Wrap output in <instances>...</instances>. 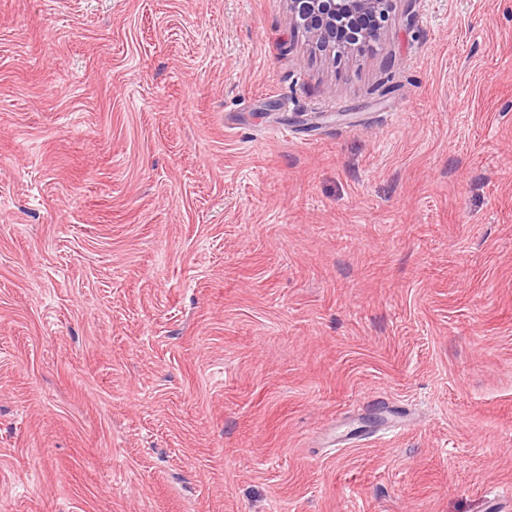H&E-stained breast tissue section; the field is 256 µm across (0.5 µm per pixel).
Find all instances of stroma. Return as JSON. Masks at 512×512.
<instances>
[{
	"instance_id": "obj_1",
	"label": "stroma",
	"mask_w": 512,
	"mask_h": 512,
	"mask_svg": "<svg viewBox=\"0 0 512 512\" xmlns=\"http://www.w3.org/2000/svg\"><path fill=\"white\" fill-rule=\"evenodd\" d=\"M0 512H512V0H0ZM293 24L319 52L335 53L376 40L394 0H287Z\"/></svg>"
}]
</instances>
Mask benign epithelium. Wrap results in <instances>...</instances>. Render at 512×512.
Segmentation results:
<instances>
[{
    "mask_svg": "<svg viewBox=\"0 0 512 512\" xmlns=\"http://www.w3.org/2000/svg\"><path fill=\"white\" fill-rule=\"evenodd\" d=\"M293 24L320 52L333 53L377 39L394 0H287Z\"/></svg>",
    "mask_w": 512,
    "mask_h": 512,
    "instance_id": "obj_1",
    "label": "benign epithelium"
}]
</instances>
